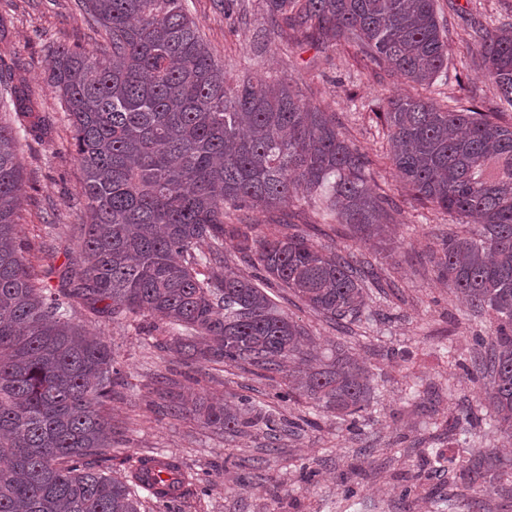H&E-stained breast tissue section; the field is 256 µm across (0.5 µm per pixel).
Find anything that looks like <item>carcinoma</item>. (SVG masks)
Returning <instances> with one entry per match:
<instances>
[{"label":"carcinoma","instance_id":"1","mask_svg":"<svg viewBox=\"0 0 512 512\" xmlns=\"http://www.w3.org/2000/svg\"><path fill=\"white\" fill-rule=\"evenodd\" d=\"M110 37V50L52 51L49 80L64 105L84 178L81 261L44 257L31 274L20 238V140L47 126L17 91L4 94L27 123L0 120V512H140L145 458L121 476L107 462L106 411L119 363L73 322L148 312L175 331L164 347L190 363L237 367L287 381L283 400L306 397L355 426L369 404V372L354 358L324 361L304 326L261 284L277 282L328 321L359 314L370 261L355 263L296 235L226 229L231 211H270L319 194L358 234H378L384 199L368 184L369 160L329 112L309 106L289 81L231 84L184 0H79ZM285 24L354 49V60L424 86L448 67L435 0H268ZM499 107L441 108L391 99L386 158L412 199L456 215L433 254L437 277L478 317L497 321L491 353L472 360L488 375L491 419L512 437V25L475 31ZM258 274L224 273V235ZM57 278L51 286L45 280ZM196 414L238 435L276 419L248 396L214 402L195 392L171 415ZM149 491L192 492L175 460Z\"/></svg>","mask_w":512,"mask_h":512}]
</instances>
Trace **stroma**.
<instances>
[{"mask_svg":"<svg viewBox=\"0 0 512 512\" xmlns=\"http://www.w3.org/2000/svg\"><path fill=\"white\" fill-rule=\"evenodd\" d=\"M186 7L230 82L289 79L311 104L335 115L370 161L371 184L388 199L389 228L382 236L354 238L350 225L304 200L250 213L249 221L257 235L295 234L372 262L378 278L369 282L356 318L331 322L287 291L272 286L268 292L323 352L342 350L367 365L374 394L351 429L309 399L278 400L281 381L183 364L151 345V337L168 333L153 318L108 320L82 310L76 323L102 337L122 369L108 405L113 472L164 454L195 476L197 494L166 507L148 500L142 512H512V439L489 419L488 379L472 381L465 370L481 350L477 337L491 339L497 323L475 320L438 282L431 259L441 240L465 226L412 200L381 158L386 140L374 115L382 101L420 94L449 106L469 90L494 104L496 87L474 31L512 21V0H437L448 27V68L424 91L357 64L347 45L317 48L289 27L273 28L267 0H186ZM105 44L104 30L78 0H0V76L49 123L42 139L19 147L21 237L30 255L53 248L59 267L79 261L76 227L86 215L79 198L83 171L48 80V51ZM191 390L214 400L245 394L274 415L308 424L273 440L262 427L232 436L190 414L171 416L172 401ZM479 458L486 475L477 479L469 466Z\"/></svg>","mask_w":512,"mask_h":512,"instance_id":"35a3bbf8","label":"stroma"}]
</instances>
